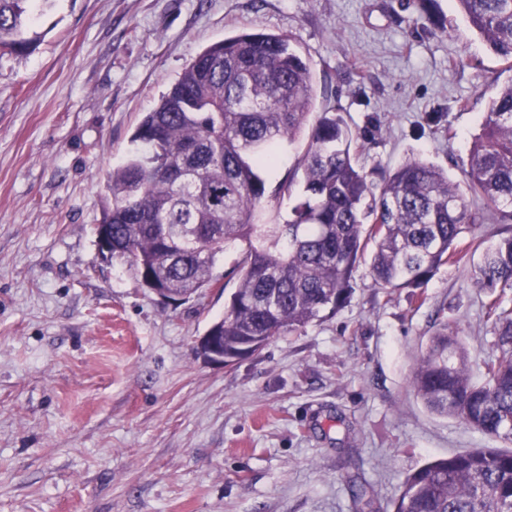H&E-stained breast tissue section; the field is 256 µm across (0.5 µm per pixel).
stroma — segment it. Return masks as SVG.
Returning a JSON list of instances; mask_svg holds the SVG:
<instances>
[{"label":"stroma","mask_w":512,"mask_h":512,"mask_svg":"<svg viewBox=\"0 0 512 512\" xmlns=\"http://www.w3.org/2000/svg\"><path fill=\"white\" fill-rule=\"evenodd\" d=\"M436 10L440 28L423 0H52L35 50L0 55V512H392L426 462L496 447L410 383L438 323L472 362L494 353L476 254L417 296L360 265L334 316L224 366L197 341L236 252L171 306L96 245L104 176L143 114L245 29L296 39L316 112L363 134L370 181L420 158L464 183L508 74L451 0Z\"/></svg>","instance_id":"obj_1"}]
</instances>
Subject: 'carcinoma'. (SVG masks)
<instances>
[{
    "instance_id": "carcinoma-1",
    "label": "carcinoma",
    "mask_w": 512,
    "mask_h": 512,
    "mask_svg": "<svg viewBox=\"0 0 512 512\" xmlns=\"http://www.w3.org/2000/svg\"><path fill=\"white\" fill-rule=\"evenodd\" d=\"M0 0V52L28 53L40 5ZM468 26L512 72V0H454ZM316 91L309 60L289 33L243 30L205 48L130 138L124 162L104 179L102 223L112 225L110 260L137 280L148 271L175 296L202 294L226 252L237 288L217 320L224 355L255 354L271 339L333 316L350 301L353 274L369 266L380 288H419L444 265L480 251L476 285L488 296L497 353L472 374L448 324L430 337L412 386L433 414L457 418L512 444V77L487 102L470 150L469 207L447 172L409 160L379 186L358 165L359 139L339 112L310 122ZM311 126L299 162L269 191L280 147ZM296 197L288 220L267 212ZM506 224L494 243L466 240L477 224ZM393 512H512V450L477 448L411 474Z\"/></svg>"
}]
</instances>
